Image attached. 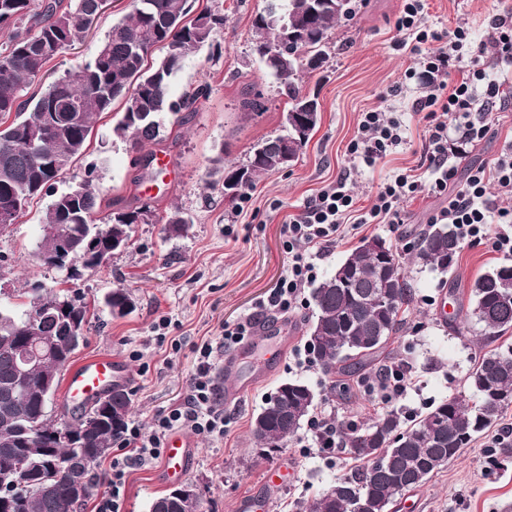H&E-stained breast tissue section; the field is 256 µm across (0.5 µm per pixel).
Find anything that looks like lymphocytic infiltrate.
<instances>
[{"mask_svg": "<svg viewBox=\"0 0 512 512\" xmlns=\"http://www.w3.org/2000/svg\"><path fill=\"white\" fill-rule=\"evenodd\" d=\"M426 0H406L399 30L414 37L413 53L417 68L408 69L406 78H420L418 95L412 104L416 113H424L428 122L422 143L427 163V178L398 173L381 183L375 202L361 215L360 224L398 226L404 221V204L422 191L445 197L446 204L432 216L435 224H448L460 241L478 243L492 238L494 251L512 255V209L500 206L487 193L496 183L500 197L512 198V143L492 166L469 168L464 182H457V167L448 154V132L456 130L467 143L483 140L492 112L512 111V12L490 16L485 41L474 42L468 27L459 25L447 46L428 48L429 34L421 26ZM492 49L494 74L479 68L477 60L485 49ZM460 71V81L445 82L448 70ZM406 138L398 119L385 113H363L358 135L348 152L353 169L374 167L388 154L404 146ZM354 207V197L346 179L322 190L313 204L290 220L286 226L291 259L277 285L256 307L261 312H286L298 303L305 286L314 278L318 261L346 233L344 220ZM252 318L224 323L219 344L204 342L195 349V370L190 379L191 394L179 405L156 413L149 429L138 424L127 426L119 442L127 454L113 459L106 475L107 491L98 497L95 512H119L125 491V470L130 465L160 455L169 432L186 429L214 439L226 433L224 412L218 407L220 394L213 381L217 348H227L248 336ZM364 392L389 404L405 397L415 386L408 361L387 366L385 370L358 382Z\"/></svg>", "mask_w": 512, "mask_h": 512, "instance_id": "lymphocytic-infiltrate-1", "label": "lymphocytic infiltrate"}]
</instances>
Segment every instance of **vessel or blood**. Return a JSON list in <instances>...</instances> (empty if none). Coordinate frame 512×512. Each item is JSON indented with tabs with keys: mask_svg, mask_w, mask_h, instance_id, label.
<instances>
[{
	"mask_svg": "<svg viewBox=\"0 0 512 512\" xmlns=\"http://www.w3.org/2000/svg\"><path fill=\"white\" fill-rule=\"evenodd\" d=\"M129 376L125 365L109 355L87 359L69 370L64 388L66 404L91 403L112 385L123 383ZM195 445L182 431L172 432L166 441L158 475L170 481L185 476Z\"/></svg>",
	"mask_w": 512,
	"mask_h": 512,
	"instance_id": "vessel-or-blood-1",
	"label": "vessel or blood"
}]
</instances>
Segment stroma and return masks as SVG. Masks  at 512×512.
<instances>
[{
    "instance_id": "1",
    "label": "stroma",
    "mask_w": 512,
    "mask_h": 512,
    "mask_svg": "<svg viewBox=\"0 0 512 512\" xmlns=\"http://www.w3.org/2000/svg\"><path fill=\"white\" fill-rule=\"evenodd\" d=\"M404 4L405 0H357L354 15L336 26L327 64L302 82L304 89L319 93L323 112L318 129L292 166L260 175L245 205L225 201L224 187L215 183L213 172L222 164H246L254 144L283 132L288 99L252 49V20L264 0H197V7L221 10L224 30L171 81L172 98L199 88L205 94L194 111L186 113L183 126L165 117L163 140L153 148L166 161L163 170L133 166L127 144L112 134L114 114L98 118L87 152L58 183V190L79 182L93 164L101 177L104 204L146 205L150 212L132 225L127 249L72 285V296L92 305L116 287L131 289L136 302L124 318L93 305L86 340L74 359L109 354L122 360L129 371L130 417L142 428L150 427L157 410L186 399L195 346L218 340L224 322L250 313L275 287L288 262L285 226L342 171H348V146L362 113L380 110L399 118L407 144L375 170L351 173L347 188L358 209H370L377 185L394 172L422 173L426 122L410 110L414 82L401 80L415 56L409 48L395 45ZM507 8L512 9V0H427L425 23L439 34L465 25L482 39L489 16ZM128 11L129 0H112L85 42L50 62L47 81L88 61L97 42ZM248 92L260 94L263 111L243 107ZM489 121L491 130L481 144L459 146V171L492 164L512 140V112L493 113ZM50 202L47 196L34 200L21 223L0 231L1 306L19 305L30 283L57 287L66 278L64 271L33 261ZM442 205V198L424 192L406 203L399 232H391L385 224L347 231L344 240L319 261L317 278H325L364 238L379 236L393 246L398 235L414 239ZM176 209L190 224L184 235L170 237L162 218ZM401 258L415 297L402 331L389 341L388 349L393 360H407L412 367L417 389L397 404L409 416L451 396L472 399L465 378L482 346L464 343L457 335L455 328L463 323L458 310L467 307L474 279L504 258L487 240L462 244L455 265L445 274L422 267L412 252H403ZM314 313L310 293H303L301 303L286 317L297 340L275 373L245 392L237 404L225 407L229 431L224 439L197 436L198 448L186 478L196 485L205 512H240L249 500L266 502L265 512H293L295 502L312 498L350 471L352 462L341 453L329 456L291 441L269 456L256 446L250 436L251 420L282 381L309 384L319 395V410L334 411L345 425L383 412V405L360 390L347 395L331 392V378L320 365L300 366L298 354L307 344ZM163 318L169 326L161 342L154 326ZM489 442V435L477 437L391 512H512V447L506 451V467L492 473L486 468ZM159 465L153 459L129 468L120 512H149L151 501L168 491V484L157 478ZM281 465L288 468L285 483L267 484V470Z\"/></svg>"
}]
</instances>
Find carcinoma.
Here are the masks:
<instances>
[{"mask_svg":"<svg viewBox=\"0 0 512 512\" xmlns=\"http://www.w3.org/2000/svg\"><path fill=\"white\" fill-rule=\"evenodd\" d=\"M108 0H0V30L9 40L0 51V211L17 210L48 195L43 224H66L81 240L96 230L128 241L130 226L142 209L97 217L101 204L99 174L85 169L81 192L71 197L55 192V184L84 154L95 118L121 102L113 131L140 153L161 139L162 118L194 111L199 93L171 99L172 78L185 62L214 41L224 16L208 8L193 11L188 0H130L127 16L112 24L93 57L56 79L39 97L25 98L24 88L41 78L56 56L82 43L105 13ZM333 0H265L253 20L255 43L269 49L281 42L288 27L308 31L307 38L282 57L265 58V68L279 81L290 112H300V132L262 140L260 162L239 178L236 196L257 178L280 167L279 145L299 155L321 119L317 95L302 91L304 76L323 68L331 32L341 18ZM15 114V120L4 119ZM187 220L175 210L167 216L171 236L185 232ZM362 240L350 255L311 290L315 316L308 343L330 376L352 378L378 360L414 299L399 255L386 246L384 257ZM460 241L446 225L429 224L414 242V258L431 270L448 272ZM67 316L87 331L88 306L37 283L28 289V309L17 315L0 309V512H78L91 498L94 469L123 434L132 405L131 393L112 391L78 409L71 419L50 408L60 374L78 349L59 322L61 302ZM105 308L122 318L135 308L130 289L105 294ZM466 316L480 325L493 347L481 352L466 382L477 397L469 403L452 397L408 419L387 409L376 420L344 428L342 448L353 462L311 500L294 505L296 512H389L390 506L423 486L478 435L489 431L512 406V345L494 342L512 331V264L478 275L471 286ZM46 356L22 371L12 351L28 341L32 323ZM317 394L307 383L286 380L268 398L253 422V437L268 452L284 447L304 420L317 409ZM200 496L154 499L149 512H202Z\"/></svg>","mask_w":512,"mask_h":512,"instance_id":"cac0c4a2","label":"carcinoma"}]
</instances>
